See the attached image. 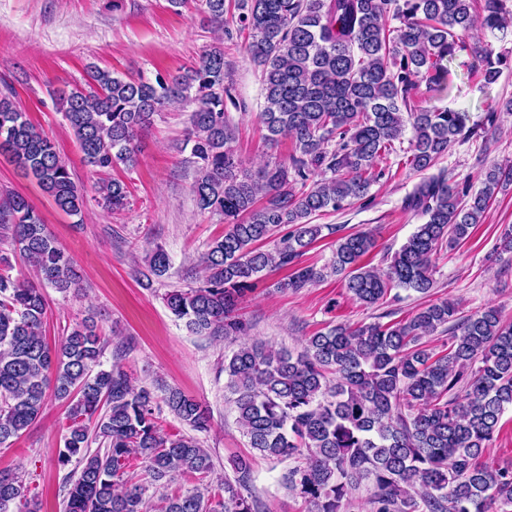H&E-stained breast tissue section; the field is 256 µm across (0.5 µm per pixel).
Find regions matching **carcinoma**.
<instances>
[{"instance_id":"carcinoma-1","label":"carcinoma","mask_w":512,"mask_h":512,"mask_svg":"<svg viewBox=\"0 0 512 512\" xmlns=\"http://www.w3.org/2000/svg\"><path fill=\"white\" fill-rule=\"evenodd\" d=\"M208 23L246 42L261 68L262 124L271 145L292 142L288 161L243 166L233 150L236 130L226 104L235 103L224 51L205 52L182 74L126 79L97 65L82 85L56 94L86 165L105 175L95 185L109 211L125 208L127 185L106 174L137 163L136 141L157 112L193 105L186 144L196 168L192 192L199 211L218 214L228 230L198 260L195 285L164 294L170 312L199 336L238 339L248 323L238 313L246 292L267 269L289 274L277 288L298 292L324 278L301 257L321 236L311 216L368 197L376 163L397 152L411 131L405 164L435 167L453 143L481 127L451 109L415 108L420 83L443 89L444 61L466 49L481 27L512 28V0H201ZM495 81L512 56L491 45L472 47ZM0 153L62 212L82 213L87 194L68 162L13 100L0 90ZM482 187L440 171L407 196L424 223L394 252L383 272L362 263L375 247L363 232L336 240L331 272L344 276L351 297L366 306L394 289L427 295L434 288L439 247L466 240L500 190L512 185V164H493ZM272 251L261 244L273 236ZM0 244L35 268V279L9 274L0 255V446L40 417L47 393L69 400L67 434L56 462L76 463L65 512H257L250 492L251 460H231L234 479L213 483L214 463L199 440L168 433L162 408L191 430H210V416L191 396L169 387L162 397L137 387L115 362L101 358L107 339L94 317L76 323L61 342L45 341L44 288L79 293L83 276L22 194L0 192ZM170 268L158 246L147 281ZM448 333L444 349L424 338ZM236 395L238 423L249 447L264 457L304 458L289 474L290 490L308 512H342L350 490L371 483L372 512H512V468L485 457L503 413L512 410V324L489 307L465 315L452 300L431 301L387 323L338 324L306 340L297 354L244 341L224 358ZM98 448H91V444ZM144 464L146 482L128 478ZM176 475L195 485L153 504L148 491ZM0 512H41L22 478L0 471Z\"/></svg>"}]
</instances>
